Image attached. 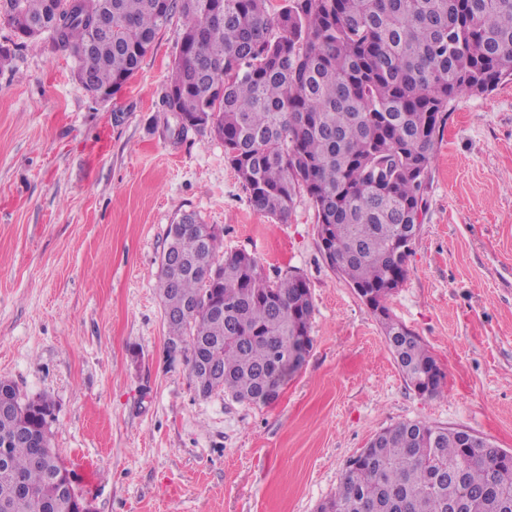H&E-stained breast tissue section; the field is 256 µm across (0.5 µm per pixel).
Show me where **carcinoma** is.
<instances>
[{"instance_id":"cac0c4a2","label":"carcinoma","mask_w":512,"mask_h":512,"mask_svg":"<svg viewBox=\"0 0 512 512\" xmlns=\"http://www.w3.org/2000/svg\"><path fill=\"white\" fill-rule=\"evenodd\" d=\"M0 0L73 59L82 87L120 88L179 13V56L163 103L208 132L258 214L288 220L313 203L317 236L341 274L371 295L403 378L442 394L444 373L388 296L407 278L405 228L427 205L426 179L448 103L512 79V0ZM159 296L168 348L187 346L195 392L271 405L313 347L306 278L272 281L245 252L217 256L218 235L192 212L170 225ZM55 404L0 379V512H68L51 444ZM512 512V463L496 448L421 421L382 430L353 458L319 512Z\"/></svg>"}]
</instances>
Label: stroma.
<instances>
[{"mask_svg": "<svg viewBox=\"0 0 512 512\" xmlns=\"http://www.w3.org/2000/svg\"><path fill=\"white\" fill-rule=\"evenodd\" d=\"M173 15L112 98L94 102L42 37L0 69V378L55 403L52 444L96 512H318L377 432L464 428L512 452V81L448 104L394 319L445 372L408 385L381 325L320 248L301 194L256 213L210 134L163 105ZM193 211L220 253L309 285L313 348L277 402L198 396L167 350L157 294L170 224Z\"/></svg>", "mask_w": 512, "mask_h": 512, "instance_id": "obj_1", "label": "stroma"}]
</instances>
